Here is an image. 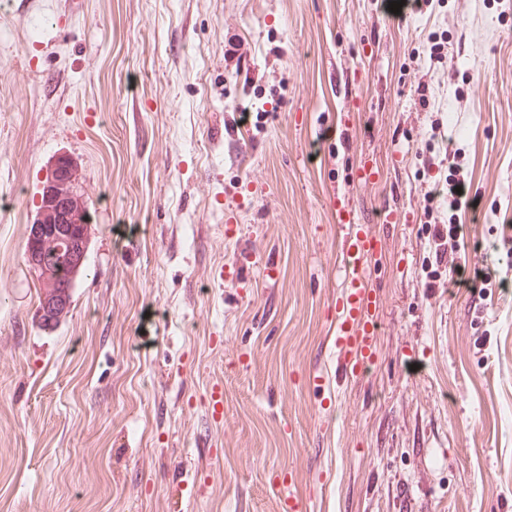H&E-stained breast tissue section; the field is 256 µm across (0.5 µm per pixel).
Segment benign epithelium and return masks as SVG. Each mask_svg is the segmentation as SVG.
I'll return each mask as SVG.
<instances>
[{
  "label": "benign epithelium",
  "mask_w": 512,
  "mask_h": 512,
  "mask_svg": "<svg viewBox=\"0 0 512 512\" xmlns=\"http://www.w3.org/2000/svg\"><path fill=\"white\" fill-rule=\"evenodd\" d=\"M75 176L60 168L45 186L44 206L29 227L26 259L29 265L44 267L45 253L58 258L53 278L72 276L83 260L84 229L71 221Z\"/></svg>",
  "instance_id": "1"
}]
</instances>
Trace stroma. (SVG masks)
<instances>
[{
    "mask_svg": "<svg viewBox=\"0 0 512 512\" xmlns=\"http://www.w3.org/2000/svg\"><path fill=\"white\" fill-rule=\"evenodd\" d=\"M60 156L91 224L46 328L24 249ZM5 188L0 512H512V0H0ZM343 200L378 239L353 378Z\"/></svg>",
    "mask_w": 512,
    "mask_h": 512,
    "instance_id": "obj_1",
    "label": "stroma"
}]
</instances>
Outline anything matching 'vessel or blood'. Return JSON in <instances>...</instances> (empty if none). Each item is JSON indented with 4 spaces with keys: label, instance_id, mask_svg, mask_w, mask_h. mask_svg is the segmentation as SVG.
I'll return each instance as SVG.
<instances>
[{
    "label": "vessel or blood",
    "instance_id": "obj_1",
    "mask_svg": "<svg viewBox=\"0 0 512 512\" xmlns=\"http://www.w3.org/2000/svg\"><path fill=\"white\" fill-rule=\"evenodd\" d=\"M345 234L342 239L344 278L336 299V359L345 374L360 373L376 345L373 300L366 283L364 260L376 243L372 228L355 223L347 205H340Z\"/></svg>",
    "mask_w": 512,
    "mask_h": 512
}]
</instances>
